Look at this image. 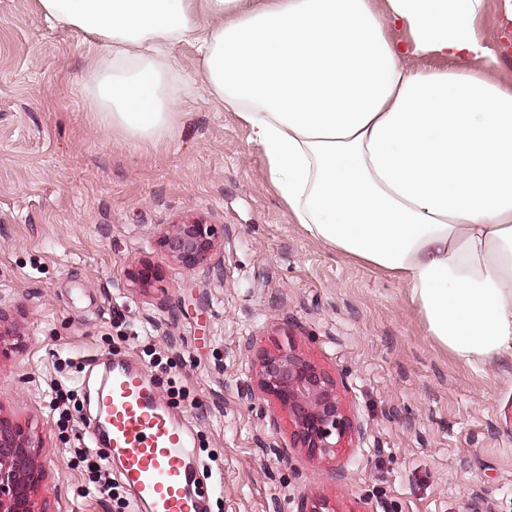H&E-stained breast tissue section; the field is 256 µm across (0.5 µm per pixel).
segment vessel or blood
<instances>
[{"label":"vessel or blood","mask_w":512,"mask_h":512,"mask_svg":"<svg viewBox=\"0 0 512 512\" xmlns=\"http://www.w3.org/2000/svg\"><path fill=\"white\" fill-rule=\"evenodd\" d=\"M99 369L91 446L108 449L148 512H199L190 428L171 414L133 360L103 362Z\"/></svg>","instance_id":"1"}]
</instances>
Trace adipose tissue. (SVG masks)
Masks as SVG:
<instances>
[{"mask_svg": "<svg viewBox=\"0 0 512 512\" xmlns=\"http://www.w3.org/2000/svg\"><path fill=\"white\" fill-rule=\"evenodd\" d=\"M40 0L92 35L112 130L164 138L177 45L235 110L288 215L406 288L470 364L512 361V88L477 21L487 0Z\"/></svg>", "mask_w": 512, "mask_h": 512, "instance_id": "obj_1", "label": "adipose tissue"}]
</instances>
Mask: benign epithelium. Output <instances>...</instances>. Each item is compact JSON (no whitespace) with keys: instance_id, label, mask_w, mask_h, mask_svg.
Returning a JSON list of instances; mask_svg holds the SVG:
<instances>
[{"instance_id":"7a95c632","label":"benign epithelium","mask_w":512,"mask_h":512,"mask_svg":"<svg viewBox=\"0 0 512 512\" xmlns=\"http://www.w3.org/2000/svg\"><path fill=\"white\" fill-rule=\"evenodd\" d=\"M214 225L185 216L160 237L164 255L186 269L207 259L215 247ZM135 285L160 282L158 269L144 263L128 271ZM258 394L288 413L293 429L289 447L312 459H327L357 431L336 395V379L292 347L258 358ZM46 477L45 467L28 445L24 428L0 418V512H35L33 497Z\"/></svg>"}]
</instances>
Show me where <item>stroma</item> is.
I'll use <instances>...</instances> for the list:
<instances>
[{
	"label": "stroma",
	"mask_w": 512,
	"mask_h": 512,
	"mask_svg": "<svg viewBox=\"0 0 512 512\" xmlns=\"http://www.w3.org/2000/svg\"><path fill=\"white\" fill-rule=\"evenodd\" d=\"M512 85V20L479 21ZM92 37L51 27L38 0H0V417L29 435L40 512H138L86 495L89 363L129 358L197 434L207 512H512V364L474 367L428 336L406 289L292 223L237 113L203 83L196 48L169 75L185 105L138 144L106 129ZM218 225L194 269L167 258L182 215ZM157 266L160 285L129 269ZM291 346L335 378L362 428L335 462L288 445L285 411L254 399L257 358ZM74 391L67 431L54 386ZM343 465L347 479L335 475Z\"/></svg>",
	"instance_id": "stroma-1"
}]
</instances>
